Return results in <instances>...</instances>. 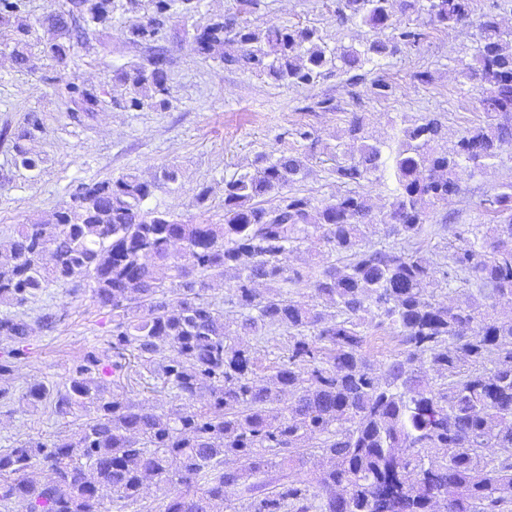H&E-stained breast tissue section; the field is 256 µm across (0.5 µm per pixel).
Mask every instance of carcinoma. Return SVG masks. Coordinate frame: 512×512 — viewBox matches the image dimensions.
I'll return each instance as SVG.
<instances>
[{"instance_id":"obj_1","label":"carcinoma","mask_w":512,"mask_h":512,"mask_svg":"<svg viewBox=\"0 0 512 512\" xmlns=\"http://www.w3.org/2000/svg\"><path fill=\"white\" fill-rule=\"evenodd\" d=\"M114 0H86L81 21L67 8L41 21L53 35L44 56L68 66L70 46L60 39L112 25ZM198 0H123L137 21L122 34L134 43L157 40L170 16L191 17ZM473 0H401V10L453 30L470 23ZM391 0H339L337 15L382 33L359 47L331 49L313 28L272 24L253 27L231 16L197 27L198 51L276 81L304 85L343 65L349 68L393 56L425 36L420 26L398 27ZM27 0H0V27L23 12ZM479 45L461 75L475 82L485 125L469 129L448 149L438 146L441 123L428 118L404 131L382 161L380 147L364 142L361 121L347 134L361 142L359 156L336 167L338 178L360 185L392 168L396 182L389 207L378 213L370 198L350 189L314 207L305 197L283 196L271 207L251 200L278 193L302 170L281 154L261 156L253 173L225 184L224 223L177 224L144 209L154 183L132 173L82 184L51 224H22L9 255L0 260V306H22L53 284L88 279L102 308L112 311V349L130 352L139 365L174 391L178 404L157 411L117 398L109 386L122 364L88 355L61 385L37 383L18 405L49 403L66 419L88 413L70 435L28 438L0 449V508L14 500L28 512H104V500L140 508L144 483L166 490L161 512H224V492L244 486L246 512H512V321L478 316L468 304L438 303L439 270L419 249L359 251L372 224H388L410 243L422 232L424 205L458 191L463 162L484 166L512 145V29L485 14L477 20ZM28 30L11 37V58L29 66ZM233 44L239 55L224 56ZM127 87L112 104L127 111L169 104L168 70L155 63L113 68ZM71 116L107 105L97 92L68 82L60 92ZM36 112L14 134L15 162L34 171L41 160L25 142L43 132ZM498 215L481 245L467 242L448 256L444 281L474 282L495 299L512 301V182L490 200ZM317 238L351 253L310 282L314 296L336 306L342 318L277 292L263 296L255 283H299L288 253ZM51 262H43L44 251ZM167 271L166 278L157 271ZM235 273L231 302L249 311L236 323L206 297L213 273ZM393 330L405 349L380 382L361 349L365 326ZM265 326L288 330V360L261 380L249 349L229 343L239 332ZM31 327L18 316H0V337L15 347L0 359V376L23 354ZM494 368L488 370L485 363ZM428 365L443 380L432 387L420 374ZM288 406L281 405L284 394ZM202 405H196L197 401ZM317 445L329 468L310 485L301 477L299 449ZM486 448L504 455L485 457ZM445 450L444 455L436 451ZM281 457L288 467L273 488L255 478ZM236 466L226 467L227 458Z\"/></svg>"}]
</instances>
